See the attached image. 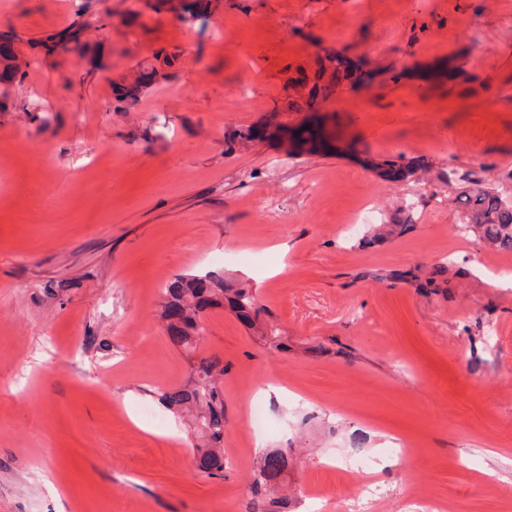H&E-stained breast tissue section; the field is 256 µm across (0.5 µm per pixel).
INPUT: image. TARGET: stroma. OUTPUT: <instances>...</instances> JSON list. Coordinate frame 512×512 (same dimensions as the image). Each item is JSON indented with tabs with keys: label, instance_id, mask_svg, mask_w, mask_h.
<instances>
[{
	"label": "stroma",
	"instance_id": "stroma-1",
	"mask_svg": "<svg viewBox=\"0 0 512 512\" xmlns=\"http://www.w3.org/2000/svg\"><path fill=\"white\" fill-rule=\"evenodd\" d=\"M206 23L140 0H0L24 78L0 83V512H245L255 460L291 449L282 512H512V253L469 231L477 181L512 197V0H215ZM81 20L85 58L28 42ZM181 56L128 109L113 86ZM370 77L325 107L355 154L230 148L323 50ZM421 160L392 182L385 160ZM370 206L375 220L338 228ZM406 217L383 240L380 225ZM247 277L260 323L208 312L224 362L223 477L151 395L189 365L162 326L179 274ZM268 413L251 432L254 406Z\"/></svg>",
	"mask_w": 512,
	"mask_h": 512
}]
</instances>
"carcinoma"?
Returning <instances> with one entry per match:
<instances>
[{
    "instance_id": "carcinoma-1",
    "label": "carcinoma",
    "mask_w": 512,
    "mask_h": 512,
    "mask_svg": "<svg viewBox=\"0 0 512 512\" xmlns=\"http://www.w3.org/2000/svg\"><path fill=\"white\" fill-rule=\"evenodd\" d=\"M189 20L196 22L207 17L210 0H186L183 6ZM89 46V26L72 24L56 33L30 42V48L45 57L64 48L78 56ZM0 76L10 81L20 74L16 50L0 47ZM289 82L300 90L299 96L288 102L285 112H317L322 104L336 95L344 82L354 83L353 65L346 57L327 51L319 58L317 70L308 76L301 68ZM161 77L159 67L142 70L132 81L118 86L116 100L134 103L147 85ZM296 140L313 149L326 148L328 142L322 126L291 130ZM423 164L410 165L388 162L392 181L413 176ZM465 205L469 223L481 233L486 243L503 252L512 251V200L484 188L465 190L459 195ZM228 306L245 325L252 327L258 320L252 288L239 284L224 287V276L216 272L176 277L164 288L161 317L170 342L185 349L200 344L203 339V313L212 308ZM224 361L217 356H202L191 362L186 382L169 387L158 394L159 403L185 421L187 428L197 435L199 443L193 448L197 468L214 477L224 476ZM288 476V449L277 448L261 453L258 475L250 486L247 512H279L280 501L269 497L272 485Z\"/></svg>"
}]
</instances>
